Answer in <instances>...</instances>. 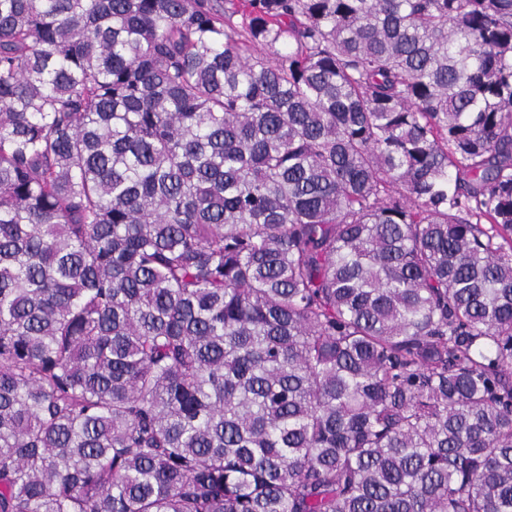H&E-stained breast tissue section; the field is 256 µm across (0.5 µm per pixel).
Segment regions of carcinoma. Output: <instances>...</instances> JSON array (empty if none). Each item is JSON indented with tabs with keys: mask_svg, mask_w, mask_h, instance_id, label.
<instances>
[{
	"mask_svg": "<svg viewBox=\"0 0 512 512\" xmlns=\"http://www.w3.org/2000/svg\"><path fill=\"white\" fill-rule=\"evenodd\" d=\"M0 512H512V0H0Z\"/></svg>",
	"mask_w": 512,
	"mask_h": 512,
	"instance_id": "carcinoma-1",
	"label": "carcinoma"
}]
</instances>
